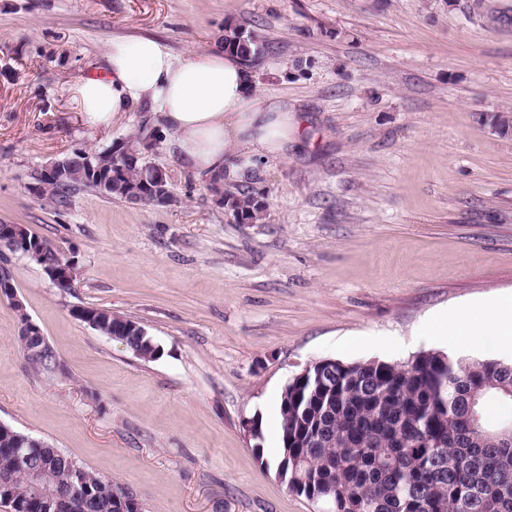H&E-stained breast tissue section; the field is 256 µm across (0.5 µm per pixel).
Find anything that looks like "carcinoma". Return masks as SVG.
Here are the masks:
<instances>
[{
  "label": "carcinoma",
  "instance_id": "obj_1",
  "mask_svg": "<svg viewBox=\"0 0 512 512\" xmlns=\"http://www.w3.org/2000/svg\"><path fill=\"white\" fill-rule=\"evenodd\" d=\"M252 65L264 53L258 36L242 27L227 30L220 44ZM114 147L63 158L65 176H34L37 193L65 206L79 187L127 201L142 192L163 202L169 188L151 189L155 166L139 161L126 172ZM117 176L108 178L111 173ZM207 190L237 224H255L266 208L263 193L214 174ZM99 332L127 340L141 358L159 349L137 322L92 309ZM477 402H472V396ZM512 404V363L467 361L440 351L404 363L368 360L336 365L323 383L288 381L280 400L282 455L288 490L327 502L330 512H512V446L499 442L498 427L512 425L500 409ZM25 465L56 461L52 493L70 479L71 458L47 443L24 447ZM14 476L11 495L18 512H41V495L19 478L14 446L0 437V475ZM94 495L85 512H118L124 497L111 479L84 472Z\"/></svg>",
  "mask_w": 512,
  "mask_h": 512
}]
</instances>
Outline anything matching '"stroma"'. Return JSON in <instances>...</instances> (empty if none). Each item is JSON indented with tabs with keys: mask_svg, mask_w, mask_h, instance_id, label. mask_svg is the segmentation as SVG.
I'll list each match as a JSON object with an SVG mask.
<instances>
[{
	"mask_svg": "<svg viewBox=\"0 0 512 512\" xmlns=\"http://www.w3.org/2000/svg\"><path fill=\"white\" fill-rule=\"evenodd\" d=\"M229 26L268 43L257 90L305 126L259 167L264 220L233 223L167 137L144 159L172 202L38 196L45 165L151 116L137 106L96 128L73 103L113 38L203 54ZM510 110L512 0H0V224L77 267L61 289L11 258L0 422L112 478L141 512H319L277 477L280 394L307 364L512 361L495 339L424 332L445 310L512 295V135L486 121ZM88 307L138 322L159 355L78 319ZM25 318L53 370L30 364Z\"/></svg>",
	"mask_w": 512,
	"mask_h": 512,
	"instance_id": "obj_1",
	"label": "stroma"
}]
</instances>
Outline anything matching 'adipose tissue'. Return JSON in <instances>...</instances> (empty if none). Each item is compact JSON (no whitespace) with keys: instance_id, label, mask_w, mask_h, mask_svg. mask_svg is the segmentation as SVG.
Returning <instances> with one entry per match:
<instances>
[{"instance_id":"obj_1","label":"adipose tissue","mask_w":512,"mask_h":512,"mask_svg":"<svg viewBox=\"0 0 512 512\" xmlns=\"http://www.w3.org/2000/svg\"><path fill=\"white\" fill-rule=\"evenodd\" d=\"M104 77L85 78L74 101L85 122L107 126L142 104L170 134L184 168L200 176L241 170L230 158L258 162L285 154L299 135L295 111L271 105L257 91L254 68L235 55L213 52L174 56L151 37L114 39L102 57ZM445 341L498 338L512 343V297L493 308L465 307L426 325Z\"/></svg>"}]
</instances>
